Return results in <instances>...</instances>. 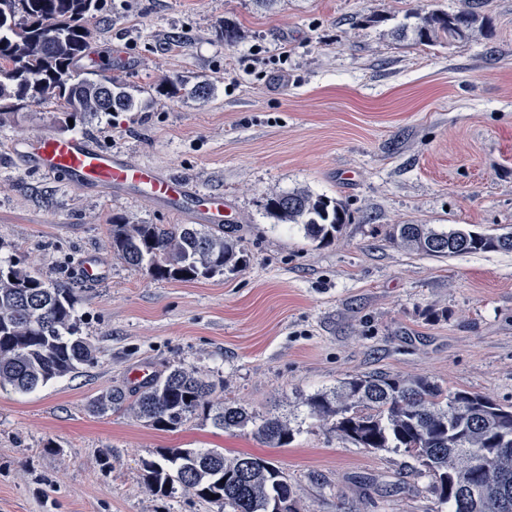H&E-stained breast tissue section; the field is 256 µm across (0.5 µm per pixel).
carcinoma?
Returning <instances> with one entry per match:
<instances>
[{"label": "carcinoma", "mask_w": 512, "mask_h": 512, "mask_svg": "<svg viewBox=\"0 0 512 512\" xmlns=\"http://www.w3.org/2000/svg\"><path fill=\"white\" fill-rule=\"evenodd\" d=\"M104 10V0H0V125L24 106L53 101L73 122L85 123L100 113L130 112L132 96L114 76L85 72L90 20ZM414 23L395 30L420 44L469 41L487 31L488 16L470 0L452 13L416 12ZM46 32L65 49L30 46ZM267 217L277 224H296L304 237L328 244L350 221L346 206L306 190L271 193ZM400 244L432 256L512 251V232L485 234L469 228L439 230L430 224H403ZM113 253L132 267L146 269L156 280L207 279L245 265L248 254L239 240L216 224L205 230L194 224H133L112 217ZM78 289L50 280L21 261L0 260V387L29 391L40 384L75 374L91 363L95 348L81 335L76 306ZM215 384L194 370L173 368L130 394L113 388L93 404L104 415L126 408L166 431L182 427L198 412L215 411L214 426L243 431L265 442L285 446L293 439L288 422L261 419L226 402L214 407ZM311 415L331 423L337 435L361 448H391L415 460L430 479L429 491L439 509L448 512H512V405L478 393L447 389L421 378L399 379L383 373L354 376L329 392L305 400ZM466 456L483 459L474 475L480 491L461 501L450 474ZM146 482L156 495L177 490L210 501L220 512H276L288 503L298 512L283 472L255 456L227 458L215 449L168 448L161 460L144 464Z\"/></svg>", "instance_id": "1"}]
</instances>
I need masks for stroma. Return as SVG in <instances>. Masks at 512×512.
<instances>
[{
  "mask_svg": "<svg viewBox=\"0 0 512 512\" xmlns=\"http://www.w3.org/2000/svg\"><path fill=\"white\" fill-rule=\"evenodd\" d=\"M461 0H107L92 51L138 109L67 126L53 104L0 124V259L25 257L80 290L93 364L30 393L0 389V512H218L162 498L143 464L168 448L254 455L287 475L300 512H434L429 480L391 449L368 450L312 417L305 398L356 375L424 377L512 404V252L435 257L400 224L512 230V0H490V35L422 45L395 29ZM378 24H371V17ZM239 39L225 43V27ZM210 85L209 97L194 94ZM40 132L91 136L224 196L238 271L156 280L113 254L109 220L179 224L130 195H88L29 170ZM344 203L327 245L266 217L271 193ZM101 282L77 277L87 256ZM216 385L214 401L287 419L276 447L200 414L176 431L92 402L169 366Z\"/></svg>",
  "mask_w": 512,
  "mask_h": 512,
  "instance_id": "35a3bbf8",
  "label": "stroma"
}]
</instances>
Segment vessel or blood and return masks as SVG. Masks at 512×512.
Listing matches in <instances>:
<instances>
[{"label": "vessel or blood", "mask_w": 512, "mask_h": 512, "mask_svg": "<svg viewBox=\"0 0 512 512\" xmlns=\"http://www.w3.org/2000/svg\"><path fill=\"white\" fill-rule=\"evenodd\" d=\"M25 162L41 175L61 177L74 188L92 194L119 191L147 195L178 212L192 224L224 221V197L168 175L156 166L130 160L123 153L98 145L86 135L39 133L17 148Z\"/></svg>", "instance_id": "1"}]
</instances>
